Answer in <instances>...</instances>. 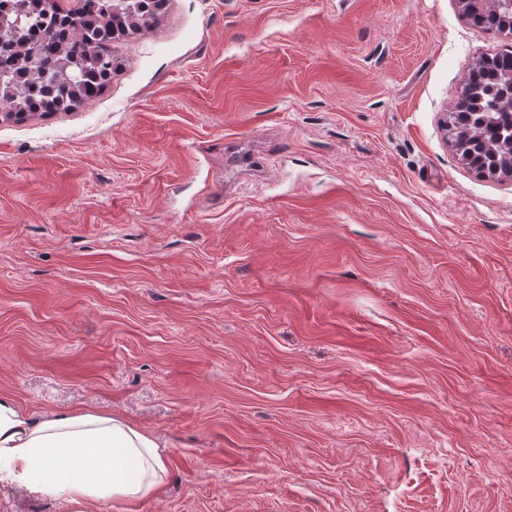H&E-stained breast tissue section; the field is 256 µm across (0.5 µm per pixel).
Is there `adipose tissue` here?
Here are the masks:
<instances>
[{
  "label": "adipose tissue",
  "mask_w": 512,
  "mask_h": 512,
  "mask_svg": "<svg viewBox=\"0 0 512 512\" xmlns=\"http://www.w3.org/2000/svg\"><path fill=\"white\" fill-rule=\"evenodd\" d=\"M166 473L158 442L125 419L86 411L33 417L0 394V480L88 512L152 496Z\"/></svg>",
  "instance_id": "obj_1"
}]
</instances>
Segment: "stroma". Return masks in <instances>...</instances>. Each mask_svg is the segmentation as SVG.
I'll return each mask as SVG.
<instances>
[{
	"instance_id": "stroma-1",
	"label": "stroma",
	"mask_w": 512,
	"mask_h": 512,
	"mask_svg": "<svg viewBox=\"0 0 512 512\" xmlns=\"http://www.w3.org/2000/svg\"><path fill=\"white\" fill-rule=\"evenodd\" d=\"M502 44L457 0H167L96 99L0 116V393L166 463L91 512H512V178L440 124Z\"/></svg>"
}]
</instances>
